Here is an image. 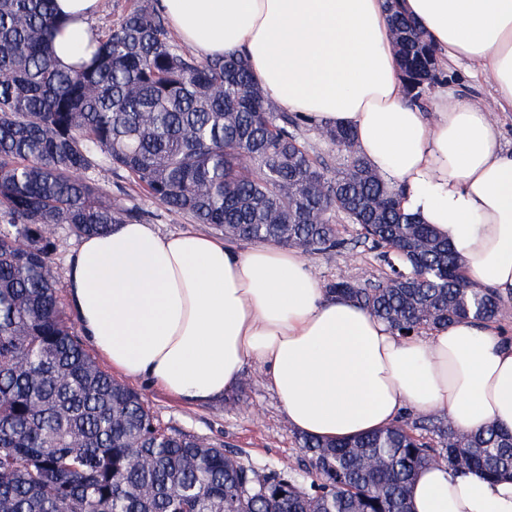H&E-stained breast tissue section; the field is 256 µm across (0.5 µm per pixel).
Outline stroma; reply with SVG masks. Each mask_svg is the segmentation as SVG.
I'll list each match as a JSON object with an SVG mask.
<instances>
[{
  "mask_svg": "<svg viewBox=\"0 0 512 512\" xmlns=\"http://www.w3.org/2000/svg\"><path fill=\"white\" fill-rule=\"evenodd\" d=\"M92 178L110 196L121 197L127 205L142 209L145 223L160 233L194 228L205 234L210 231L208 225H195L188 216L170 211L146 196L109 163H100ZM309 262L313 276L323 284L340 277L362 284L379 276V262L368 251L314 255ZM246 372L253 378L246 392L235 391L224 400L207 405L180 403L162 389L132 378L126 384L149 403L163 426L224 444L243 463L258 468L288 465L298 474H305L308 460L300 448V435L289 426L282 403L269 389L260 368L251 365Z\"/></svg>",
  "mask_w": 512,
  "mask_h": 512,
  "instance_id": "stroma-1",
  "label": "stroma"
}]
</instances>
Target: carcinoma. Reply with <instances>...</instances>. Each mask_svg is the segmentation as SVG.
<instances>
[{
	"label": "carcinoma",
	"mask_w": 512,
	"mask_h": 512,
	"mask_svg": "<svg viewBox=\"0 0 512 512\" xmlns=\"http://www.w3.org/2000/svg\"><path fill=\"white\" fill-rule=\"evenodd\" d=\"M412 102L438 83L425 33L388 5ZM55 0H0V512H412L432 463L512 474V432L455 430L435 415L348 440L305 437L306 476L257 468L224 446L162 426L147 401L84 348L57 296L55 237L144 213L102 192L106 161L169 210L230 241L313 256L362 246L382 280L324 285L414 336L456 318L497 320L503 300L469 279L447 239L403 210L354 134L319 129L272 101L234 55L171 41L154 0H134L90 61L61 67ZM355 225L342 236L335 216Z\"/></svg>",
	"instance_id": "carcinoma-1"
}]
</instances>
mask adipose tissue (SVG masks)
<instances>
[{
	"mask_svg": "<svg viewBox=\"0 0 512 512\" xmlns=\"http://www.w3.org/2000/svg\"><path fill=\"white\" fill-rule=\"evenodd\" d=\"M99 0H56L54 53L85 61ZM437 63L484 76L512 112V0H401ZM171 32L203 58L243 55L266 95L318 128L351 129L403 208L447 237L466 274L512 299V150L497 115L438 87L410 102L385 0H157ZM80 331L113 370L200 405L261 366L289 425L346 439L442 411L461 432L512 431V340L456 320L401 337L326 295L309 259L143 223L86 235L66 271ZM413 512H512V475L490 481L444 465L419 471Z\"/></svg>",
	"mask_w": 512,
	"mask_h": 512,
	"instance_id": "1",
	"label": "adipose tissue"
}]
</instances>
